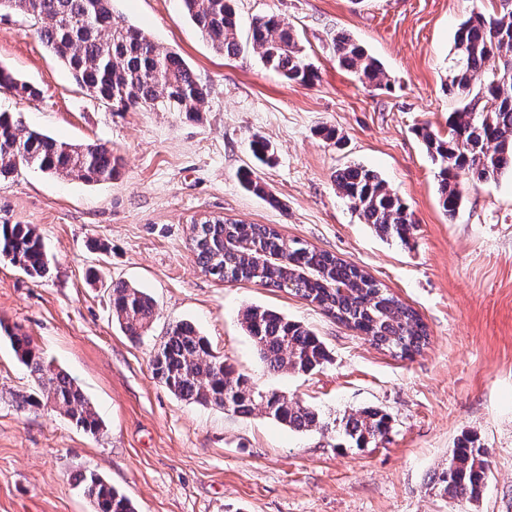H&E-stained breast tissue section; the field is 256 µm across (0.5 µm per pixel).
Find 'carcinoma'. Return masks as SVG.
I'll return each mask as SVG.
<instances>
[{
	"instance_id": "carcinoma-1",
	"label": "carcinoma",
	"mask_w": 512,
	"mask_h": 512,
	"mask_svg": "<svg viewBox=\"0 0 512 512\" xmlns=\"http://www.w3.org/2000/svg\"><path fill=\"white\" fill-rule=\"evenodd\" d=\"M184 9L211 47L228 57L241 50L234 0H183ZM0 11L16 13L36 27L43 44L70 71L76 84L102 101L126 110L149 107L168 112L201 111L206 87L175 52L161 48L139 29L114 16L112 0H0ZM250 43L260 59L290 82L309 87L317 72L308 62L297 35L274 16H259L250 26ZM448 91L461 105L448 119V135L427 126L417 130L428 156L438 167L440 205L452 217L461 204L459 180L486 181L512 174V0H490L457 27ZM331 51L339 65L361 84L380 88L382 64L350 35L338 32ZM0 90L35 98L40 90L0 67ZM42 172L75 177L87 183L110 182L118 159L104 144L76 146L59 142L0 113V178L18 162ZM341 198L375 232L403 245L414 229L406 203L373 170L349 165L336 171ZM196 260L220 281L259 282L291 291L400 359H409L429 342L418 312L358 266L299 240L285 239L273 226L206 219L194 225ZM0 254L31 277L49 270L41 235L30 224H0ZM112 314L131 339L151 327L155 305L145 291L125 283L112 285ZM242 326L251 337L259 362L270 373H311L330 361L324 342L308 327L261 306H249ZM20 362L35 383L30 394H18L22 408H50L83 431L95 434L102 422L82 390L46 363L30 337L4 328ZM155 377L175 396L200 405L224 406L225 390L237 396L230 411L262 412L296 431L328 427L311 406L273 390L254 386L235 373L224 357L212 353L207 340L187 322L173 325L152 359ZM391 420L377 408L347 416L344 434L356 447L388 439ZM485 451L463 436L448 465L435 477L440 492L476 500L486 480ZM84 486L95 512H135L132 503L100 475L83 471Z\"/></svg>"
}]
</instances>
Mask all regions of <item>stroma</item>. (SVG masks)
<instances>
[{
    "instance_id": "obj_1",
    "label": "stroma",
    "mask_w": 512,
    "mask_h": 512,
    "mask_svg": "<svg viewBox=\"0 0 512 512\" xmlns=\"http://www.w3.org/2000/svg\"><path fill=\"white\" fill-rule=\"evenodd\" d=\"M476 0H236L241 31L275 15L293 27L316 83L267 68L251 46L215 52L181 0H113L115 16L178 53L208 88L196 114L120 111L90 96L14 13L0 14V66L42 94L0 91V112L77 145L103 143L120 159L108 183L49 176L18 164L0 179V224H30L49 272L28 277L0 257V322L20 328L67 372L98 413L89 434L52 410L17 407L34 383L0 336V512H92L78 472L92 470L136 512H512V176L461 184L448 216L437 170L415 134L448 132L460 104L446 87L457 25ZM343 31L382 64L388 84L363 87L333 58ZM336 130L338 142L324 139ZM272 147L269 164L249 144ZM379 173L413 213L408 245L380 238L336 191L337 169ZM253 168L265 188L244 189ZM203 217L272 224L355 263L415 308L429 344L402 360L292 293L203 273L191 251ZM155 302L151 329L125 336L112 285ZM251 305L312 329L331 360L319 371L268 374L241 324ZM192 324L254 386L318 409L327 430L295 432L170 393L151 360L167 329ZM388 413V441L348 447L344 415ZM486 450L479 500L433 483L457 440Z\"/></svg>"
}]
</instances>
